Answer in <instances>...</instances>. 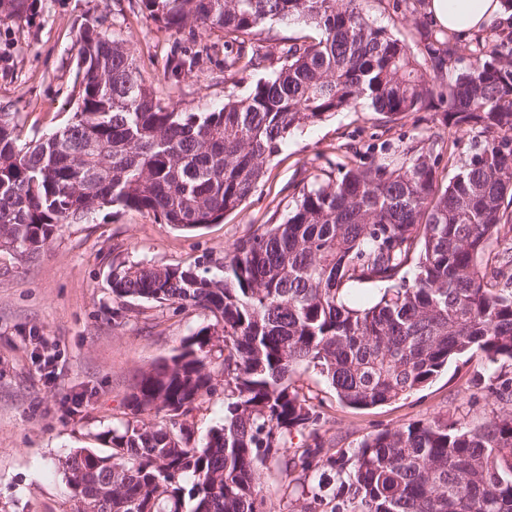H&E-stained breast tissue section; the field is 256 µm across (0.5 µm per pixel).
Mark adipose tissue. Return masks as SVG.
Instances as JSON below:
<instances>
[{
    "mask_svg": "<svg viewBox=\"0 0 512 512\" xmlns=\"http://www.w3.org/2000/svg\"><path fill=\"white\" fill-rule=\"evenodd\" d=\"M425 10L434 27L455 31L464 39L493 27L512 28V12L501 0H429Z\"/></svg>",
    "mask_w": 512,
    "mask_h": 512,
    "instance_id": "obj_1",
    "label": "adipose tissue"
}]
</instances>
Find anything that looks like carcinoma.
<instances>
[{
	"mask_svg": "<svg viewBox=\"0 0 512 512\" xmlns=\"http://www.w3.org/2000/svg\"><path fill=\"white\" fill-rule=\"evenodd\" d=\"M162 27L224 32V71L268 66L244 98L182 112L147 86L133 55L89 24L78 34L77 105L43 141L19 143L0 112V248L33 255L63 224L102 207L145 211L178 229L218 222L264 179L295 129L366 106L389 122L443 111L484 137L446 186L443 157L460 140L433 133L402 155L337 165L313 177L281 224L224 249L214 268L131 265L112 271L118 299L204 309L213 323L142 372L132 414L112 429V453L78 448L62 463L80 512H255L258 464L272 459L300 489L291 512H512V47L476 39L469 64L456 34L425 29L419 50L366 18L367 0H140ZM27 0H0V21ZM302 22L314 34L268 45L266 29ZM413 268V279L403 275ZM389 287L350 305L351 287ZM481 353L489 421L410 423L337 452L292 375L319 370L354 409L390 403L430 383L454 359ZM224 376V422L197 441L193 411ZM334 476L326 477V470ZM112 471V492L100 494Z\"/></svg>",
	"mask_w": 512,
	"mask_h": 512,
	"instance_id": "carcinoma-1",
	"label": "carcinoma"
}]
</instances>
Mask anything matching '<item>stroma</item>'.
<instances>
[{
  "label": "stroma",
  "mask_w": 512,
  "mask_h": 512,
  "mask_svg": "<svg viewBox=\"0 0 512 512\" xmlns=\"http://www.w3.org/2000/svg\"><path fill=\"white\" fill-rule=\"evenodd\" d=\"M393 0H368L370 20L417 43L418 14L394 11ZM95 23L133 54L146 84L179 109L200 112L223 104L225 94H248L262 68L224 75V35L160 30L139 0H35L18 20L0 21V112L14 118L21 141L62 129L76 102V37ZM200 67L172 72V58L199 50ZM460 138L454 162H441L447 183L464 162L477 132L457 134L438 112L384 122L373 112L345 110L294 130L270 162L249 200L222 220L186 232L152 214L120 207L63 225L38 254L0 249V512H77L62 463L76 448L107 453L109 429L131 419L125 397L139 374L168 358L207 326L196 307L116 300L113 269L133 264L209 267L224 249L265 224L286 217L304 181L334 171L336 163L367 164L380 152L400 153L428 131ZM481 355L449 363L430 384L370 409L341 405L316 371L298 367L293 379L320 416L324 441L357 447L379 432L413 422L450 420L473 426L495 408L485 387ZM257 512H289L288 476L273 462L261 470Z\"/></svg>",
  "instance_id": "35a3bbf8"
}]
</instances>
